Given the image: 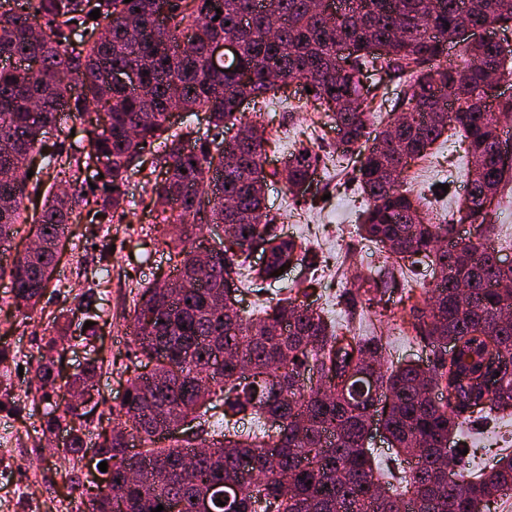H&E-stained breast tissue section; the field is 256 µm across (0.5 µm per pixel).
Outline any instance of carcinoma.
<instances>
[{"label": "carcinoma", "mask_w": 512, "mask_h": 512, "mask_svg": "<svg viewBox=\"0 0 512 512\" xmlns=\"http://www.w3.org/2000/svg\"><path fill=\"white\" fill-rule=\"evenodd\" d=\"M324 2L29 0L16 12L0 0V59L40 63L33 74L0 66V249L18 224L31 225L32 241L0 265V276L10 278L25 318L37 312L82 210L93 211V224L121 222L132 174L160 169L144 192L176 275L139 290L140 372L94 448L76 399L56 394L41 423L45 435L67 433L72 459L91 450L107 462L110 489L69 477L84 512L173 503L195 512L205 495L213 512H226L216 498L227 483L242 485L233 512H472L476 502L512 492V457L458 482L446 471L465 424L512 416V265L486 244L493 214L512 196L501 150L512 99H496L490 86L494 72L512 78V45L458 41L463 19L511 26L512 0H338L333 13ZM226 40L238 55L216 69L211 47ZM132 68L136 82L113 78ZM277 78L303 80L314 109L330 119L339 158L358 159L367 197L358 231L387 261L358 271L357 289L384 310L406 279L398 261L420 254L418 262H431L432 280L419 284L423 307H410L407 324L433 364L395 365L387 337L346 335L304 301L310 282L261 304L257 317L237 307L248 279L271 278L283 254L319 262L308 242L281 239L266 211L272 139L244 119V107L282 90ZM392 84L401 95L372 137L370 122ZM176 110L206 113V131L171 130ZM70 119L83 122L85 140L69 142ZM231 129L239 135L228 139ZM445 134L465 145L470 191L442 222L404 181ZM329 159L313 147L288 152V190L305 193ZM91 167L100 175L94 189L83 178ZM202 224L224 225V240L196 245L193 229ZM459 224L473 226L474 236L456 237ZM256 247L268 252L262 269L249 262ZM93 298L91 290L76 295L71 315L89 314ZM44 349L33 372L38 402L55 394L65 355L60 338ZM100 369L92 360L76 372L74 394L94 390ZM312 370L318 378L307 384ZM247 419L262 430H241ZM372 421L408 469L397 475L376 463ZM134 437L145 470L138 481L127 478ZM197 448L187 481L160 465Z\"/></svg>", "instance_id": "carcinoma-1"}]
</instances>
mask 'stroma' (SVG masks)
I'll return each mask as SVG.
<instances>
[{
    "mask_svg": "<svg viewBox=\"0 0 512 512\" xmlns=\"http://www.w3.org/2000/svg\"><path fill=\"white\" fill-rule=\"evenodd\" d=\"M246 117L262 123L277 142L265 165L270 174L265 188L268 211L279 217L284 232L314 240L325 258L315 307L340 323H351L354 333L377 331L388 336L391 361L427 360L428 351L402 332L401 318L411 306L403 290H396L392 297L391 307L398 319L388 324L378 321L361 294L350 291L354 270L383 260L377 245L357 233L364 201L351 168L332 165L318 171L310 191L315 202L310 206L297 205L284 179L277 175L294 145L330 149L335 143L334 133L314 130L318 116L306 101L303 84L293 82L286 98L273 100L261 110H247ZM411 173L410 186L421 194L428 210L443 219L450 217L467 185V166L458 145L440 138L431 156L412 166ZM440 184L446 185V192H437ZM143 185L142 174L131 176L128 196L132 213L125 223L110 228L114 250L84 247V225H72V244L62 251L57 284L48 288L40 301L43 317L29 320L17 312L10 300L9 280L0 278V349L9 348L11 354L10 360L0 363V384L7 387L6 397L0 398V512H75L79 505L78 495L66 487L68 474L74 470L88 478L92 463L86 459L72 465L62 453L63 435L42 436V412L32 405V369L41 345L54 333L49 317L69 309L79 289L92 286V278H102L92 308L100 326L95 342L87 344L81 321L66 324L67 352L61 374L70 376L89 360H102L97 394L86 407V433L94 440L111 429V408L135 375L128 366L133 347L129 325L140 284L167 278L172 269L167 252L157 243L153 214L140 203ZM353 309L358 312L354 319L349 316ZM462 443L470 449L460 459L459 470L464 474L493 463L497 454L512 455V419L497 424L472 422Z\"/></svg>",
    "mask_w": 512,
    "mask_h": 512,
    "instance_id": "1",
    "label": "stroma"
}]
</instances>
